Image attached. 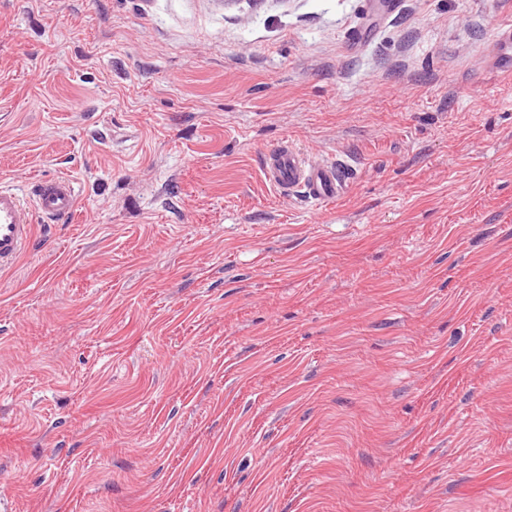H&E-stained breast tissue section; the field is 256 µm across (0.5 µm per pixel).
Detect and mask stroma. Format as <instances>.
I'll return each instance as SVG.
<instances>
[{
	"label": "stroma",
	"mask_w": 512,
	"mask_h": 512,
	"mask_svg": "<svg viewBox=\"0 0 512 512\" xmlns=\"http://www.w3.org/2000/svg\"><path fill=\"white\" fill-rule=\"evenodd\" d=\"M510 21L0 0V182L79 195L0 273L12 512H512ZM263 172L279 193H301L317 204L337 201L347 190L339 165L329 160L313 161L287 140L265 155Z\"/></svg>",
	"instance_id": "1"
}]
</instances>
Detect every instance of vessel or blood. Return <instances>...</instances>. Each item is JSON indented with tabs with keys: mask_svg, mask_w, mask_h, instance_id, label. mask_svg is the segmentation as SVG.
<instances>
[{
	"mask_svg": "<svg viewBox=\"0 0 512 512\" xmlns=\"http://www.w3.org/2000/svg\"><path fill=\"white\" fill-rule=\"evenodd\" d=\"M263 172L279 193H300L317 204L337 201L347 190L339 165L311 160L287 140L265 155ZM77 205L76 184L67 177L37 179L23 191L1 185L0 271L11 268L30 249L37 223L70 216Z\"/></svg>",
	"mask_w": 512,
	"mask_h": 512,
	"instance_id": "vessel-or-blood-1",
	"label": "vessel or blood"
}]
</instances>
